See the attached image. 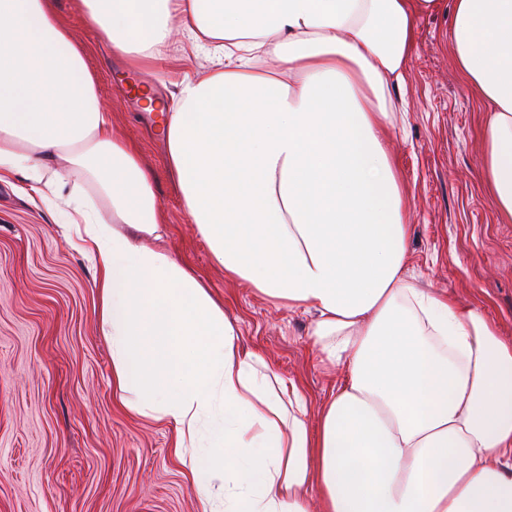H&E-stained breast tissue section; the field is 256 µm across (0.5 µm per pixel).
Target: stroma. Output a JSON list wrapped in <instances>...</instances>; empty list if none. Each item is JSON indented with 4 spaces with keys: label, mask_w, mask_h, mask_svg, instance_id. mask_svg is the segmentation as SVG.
I'll list each match as a JSON object with an SVG mask.
<instances>
[{
    "label": "stroma",
    "mask_w": 512,
    "mask_h": 512,
    "mask_svg": "<svg viewBox=\"0 0 512 512\" xmlns=\"http://www.w3.org/2000/svg\"><path fill=\"white\" fill-rule=\"evenodd\" d=\"M449 0L419 17L408 83L395 100L404 128L392 131L411 226L409 279L463 306H479L512 340V223L499 220L483 182L485 106L451 59ZM57 8L77 40L114 123L156 177L168 219L161 245L206 281L236 320L244 348L309 398V424L344 370L320 363L311 314L273 305L229 281L170 188L162 117L134 86L166 96L207 63L174 34L173 62L131 68L96 48L75 0ZM95 270L16 177L0 180V512H202L201 495L173 452L172 424L125 408L112 389V351L95 317Z\"/></svg>",
    "instance_id": "35a3bbf8"
}]
</instances>
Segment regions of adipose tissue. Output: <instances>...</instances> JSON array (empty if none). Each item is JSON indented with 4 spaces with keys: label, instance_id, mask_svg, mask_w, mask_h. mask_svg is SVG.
<instances>
[{
    "label": "adipose tissue",
    "instance_id": "obj_1",
    "mask_svg": "<svg viewBox=\"0 0 512 512\" xmlns=\"http://www.w3.org/2000/svg\"><path fill=\"white\" fill-rule=\"evenodd\" d=\"M436 0H81L136 68L172 32L217 61L163 103L168 173L225 277L315 313L345 378L322 405L243 351L210 289L162 249L155 178L114 125L55 0H0V178L56 207L96 271L112 386L176 429L204 512H512V342L406 279L388 149L418 18ZM455 67L489 109L485 180L512 223V0H451ZM317 499H310V489Z\"/></svg>",
    "mask_w": 512,
    "mask_h": 512
}]
</instances>
